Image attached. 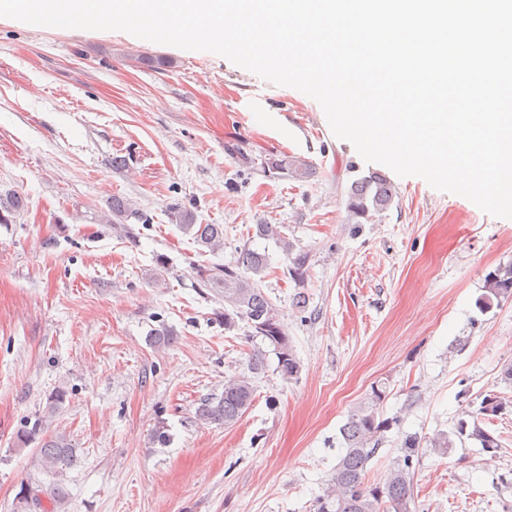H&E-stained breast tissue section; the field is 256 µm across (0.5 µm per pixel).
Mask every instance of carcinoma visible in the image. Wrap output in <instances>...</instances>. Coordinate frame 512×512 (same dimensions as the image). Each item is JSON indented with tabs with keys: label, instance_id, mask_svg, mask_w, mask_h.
Here are the masks:
<instances>
[{
	"label": "carcinoma",
	"instance_id": "1",
	"mask_svg": "<svg viewBox=\"0 0 512 512\" xmlns=\"http://www.w3.org/2000/svg\"><path fill=\"white\" fill-rule=\"evenodd\" d=\"M261 170L280 178L304 181L313 176L310 164L298 157L282 153H268L261 163ZM394 188L387 177L379 171L354 179L347 189L346 210L353 224H360L390 208L394 201ZM26 201L20 195L0 196V224H11L25 210ZM171 220L179 224L184 232L192 236L202 253H217L224 250V225L198 224L195 213L179 203L170 205ZM146 222L144 215L133 208L124 197H112L109 215L105 223L116 229H123L128 220ZM256 236L272 238L285 255L289 265L286 271L291 280L299 286L292 298L293 305L303 310L308 297L303 291L309 265V253L296 250L287 237L280 235L270 224H258ZM268 269V256L250 247L240 249L236 260L228 264H199L195 266L196 284L209 288L224 301V329L237 327L242 321L250 328V335L269 342L277 358V369L287 380L297 378L300 362L297 359L284 323L276 305L268 298L259 283ZM484 293L479 299L483 309L493 303L512 298V266L498 267L489 272L484 280ZM150 343L154 346L169 345L174 341V331L161 326L152 329ZM265 368V354L253 352L243 372L224 383V393L200 400L196 415L206 423L230 427L237 423L252 404L254 387L251 375ZM66 391L56 390L50 397L43 416L39 417L29 430L17 435V443L27 446L36 441L34 458L41 469L53 476H60L77 466L80 461L78 449L63 433L42 436L47 420L57 414L63 405ZM385 398V391L372 388L369 400L354 409L340 428L343 452L331 476L312 504L313 512H417L413 493V458L420 448V439L405 438L401 456L397 457L383 482L370 485L366 482L368 465L384 443V433L390 422L378 416V406ZM508 404L495 394L483 398L476 412H467L458 419L455 435L480 444L490 450L499 447V440L484 428L490 417L498 416Z\"/></svg>",
	"mask_w": 512,
	"mask_h": 512
}]
</instances>
